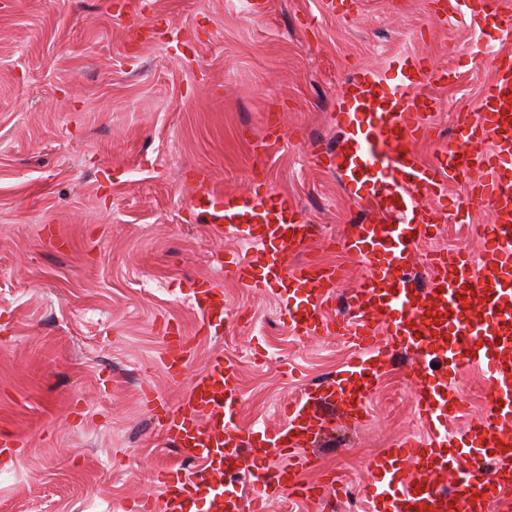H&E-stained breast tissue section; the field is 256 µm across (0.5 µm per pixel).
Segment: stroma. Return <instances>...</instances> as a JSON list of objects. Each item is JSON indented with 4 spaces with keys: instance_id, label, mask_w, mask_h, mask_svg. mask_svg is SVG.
I'll return each mask as SVG.
<instances>
[{
    "instance_id": "obj_1",
    "label": "stroma",
    "mask_w": 512,
    "mask_h": 512,
    "mask_svg": "<svg viewBox=\"0 0 512 512\" xmlns=\"http://www.w3.org/2000/svg\"><path fill=\"white\" fill-rule=\"evenodd\" d=\"M127 0H0V512H117L159 495L156 473L178 464L144 393L178 401L216 353L236 363L241 422L276 428L280 405L336 376L351 349L333 336L291 332L273 295L224 275L245 254L197 221L199 171L228 193L254 176L291 198L315 227L291 256L342 265L337 311L366 274L354 255L330 253L365 202L349 197L314 154L335 146L338 94L357 68L388 71L400 55L426 58L433 79L417 93L440 100L434 162L460 115L494 76L491 25L438 11L433 0H146L160 21L145 31ZM461 61L457 79L437 81ZM280 138L252 150L271 120ZM207 280L224 293V328L203 332L184 296ZM193 345L178 376L163 366V333ZM405 360L385 368L368 418L336 422L315 447L306 482L329 474L343 495L315 504L281 498L268 512H370L366 487L379 453L423 435ZM463 434L488 401L483 371H467Z\"/></svg>"
}]
</instances>
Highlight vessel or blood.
I'll return each instance as SVG.
<instances>
[{
    "label": "vessel or blood",
    "instance_id": "b4317fda",
    "mask_svg": "<svg viewBox=\"0 0 512 512\" xmlns=\"http://www.w3.org/2000/svg\"><path fill=\"white\" fill-rule=\"evenodd\" d=\"M446 7L474 24L496 17L500 43L478 110L459 120L435 162L424 164L416 152L420 141L433 137L429 114L439 107L436 99L411 93L428 74L418 56L394 61L390 78L357 69L338 101V146L315 156L377 215L324 240L369 266L351 291L346 316H328L343 277L339 266L288 262L313 236L296 204L264 181L235 195L200 173L191 201L198 219L251 246L247 256L225 260V274L253 292L273 294L292 331L341 337L356 354L336 380L285 405V422L276 429L240 425L239 369L220 353L177 407L148 396L169 446L205 466L191 476L175 466L161 469L160 496L124 504V512H265L266 504L285 496L321 498L335 479L308 484L298 478L300 468L315 467L310 449L328 425L324 418L310 422L309 410L340 402L352 420L366 419L380 370L401 354L411 357L413 406L428 436L404 439L376 460L372 512H490L512 498V12L498 9L495 0H448ZM458 179L492 213L481 227V262L451 249L431 256L429 278L417 283L408 260L431 229L447 223L449 212L463 210L447 191ZM191 295L208 331H218L224 324L220 290L204 281ZM166 354L169 375L179 374L191 355L180 329L167 331ZM473 368L486 370L490 401L458 438L449 433L448 418L461 412V378ZM276 453L291 456V464L270 470ZM408 462L418 467L415 478L404 472ZM448 473L455 482L450 490L440 485Z\"/></svg>",
    "mask_w": 512,
    "mask_h": 512
}]
</instances>
